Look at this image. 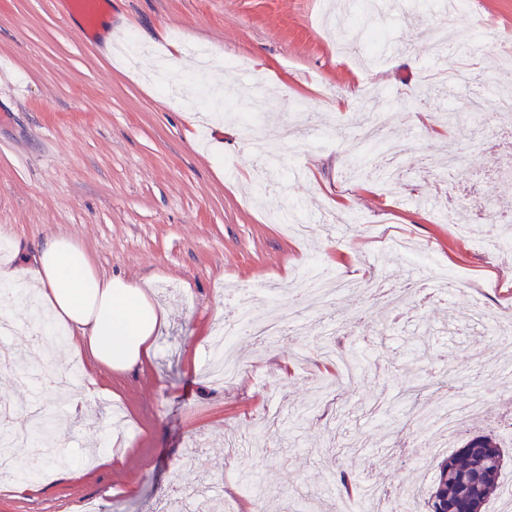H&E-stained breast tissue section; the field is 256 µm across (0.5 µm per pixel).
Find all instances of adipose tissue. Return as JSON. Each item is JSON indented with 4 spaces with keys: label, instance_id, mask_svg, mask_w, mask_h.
Wrapping results in <instances>:
<instances>
[{
    "label": "adipose tissue",
    "instance_id": "obj_1",
    "mask_svg": "<svg viewBox=\"0 0 512 512\" xmlns=\"http://www.w3.org/2000/svg\"><path fill=\"white\" fill-rule=\"evenodd\" d=\"M1 286H22L14 311L40 312L70 338L75 356L118 374L136 372L150 360L167 322L145 284L101 274L70 237L50 236L32 261L0 265Z\"/></svg>",
    "mask_w": 512,
    "mask_h": 512
}]
</instances>
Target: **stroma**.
<instances>
[{
	"label": "stroma",
	"instance_id": "1",
	"mask_svg": "<svg viewBox=\"0 0 512 512\" xmlns=\"http://www.w3.org/2000/svg\"><path fill=\"white\" fill-rule=\"evenodd\" d=\"M444 2L105 0L112 28L89 33L63 0H0V259L63 234L168 310L135 374L97 371L59 342L58 358L96 382L78 415L30 378L50 326L18 319L28 334L0 369V403L41 404L54 447L13 449L16 481L42 489L0 493V512H167L174 499L196 512L194 490L219 512H339L343 472L416 510L437 467L394 442L474 389L492 399L444 452L495 434L508 457L485 512H512V397L498 394L512 347L473 317L483 306L512 320V257L478 247L483 225L449 224L458 190L440 179L456 150L460 179L512 213L500 145L512 114L468 122L475 98L512 87V0H470L452 28ZM199 46L211 67L172 65ZM368 114L418 155L398 165L367 148L369 175L354 182L338 138ZM385 233L431 262L410 265ZM315 256L358 285L336 301L332 334L299 281ZM376 278L401 291L396 306L373 301ZM246 286L255 308L276 300L287 333L274 346L236 337L241 373L218 385L213 329ZM350 351L368 354L357 378L319 396ZM109 452L122 465L101 464ZM61 462L79 478L56 481Z\"/></svg>",
	"mask_w": 512,
	"mask_h": 512
}]
</instances>
